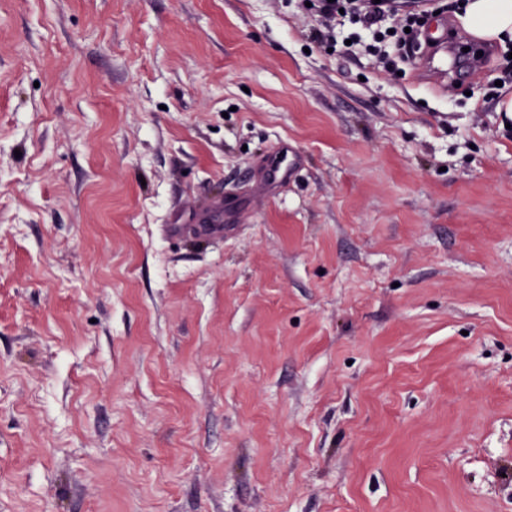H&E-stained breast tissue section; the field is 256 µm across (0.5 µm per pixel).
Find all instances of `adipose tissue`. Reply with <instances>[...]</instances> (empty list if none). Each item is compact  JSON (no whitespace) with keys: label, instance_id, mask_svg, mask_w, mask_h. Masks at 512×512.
<instances>
[{"label":"adipose tissue","instance_id":"obj_1","mask_svg":"<svg viewBox=\"0 0 512 512\" xmlns=\"http://www.w3.org/2000/svg\"><path fill=\"white\" fill-rule=\"evenodd\" d=\"M455 17L476 38L512 46V0H464Z\"/></svg>","mask_w":512,"mask_h":512}]
</instances>
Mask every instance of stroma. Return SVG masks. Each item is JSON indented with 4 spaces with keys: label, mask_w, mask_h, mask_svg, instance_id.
<instances>
[{
    "label": "stroma",
    "mask_w": 512,
    "mask_h": 512,
    "mask_svg": "<svg viewBox=\"0 0 512 512\" xmlns=\"http://www.w3.org/2000/svg\"><path fill=\"white\" fill-rule=\"evenodd\" d=\"M373 41L0 0V512H512V58Z\"/></svg>",
    "instance_id": "35a3bbf8"
}]
</instances>
